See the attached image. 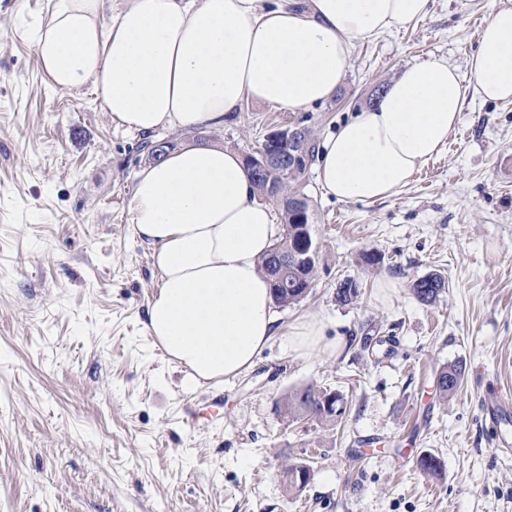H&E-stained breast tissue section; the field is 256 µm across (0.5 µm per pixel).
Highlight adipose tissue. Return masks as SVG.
Segmentation results:
<instances>
[{
  "mask_svg": "<svg viewBox=\"0 0 512 512\" xmlns=\"http://www.w3.org/2000/svg\"><path fill=\"white\" fill-rule=\"evenodd\" d=\"M429 4L58 0L33 39L52 88L90 84L114 123L148 135L221 127L247 99L288 110L325 103L356 39L424 19ZM468 70L430 59L400 72L377 106L319 147L322 188L341 201L391 198L445 146L468 93L512 101V0L486 21ZM256 195L240 155L220 144H183L132 186L128 221L160 279L145 328L191 383L239 376L284 330L261 268L282 228ZM284 331L300 351L322 343L314 319Z\"/></svg>",
  "mask_w": 512,
  "mask_h": 512,
  "instance_id": "1",
  "label": "adipose tissue"
}]
</instances>
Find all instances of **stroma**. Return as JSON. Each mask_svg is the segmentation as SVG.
Listing matches in <instances>:
<instances>
[{"label": "stroma", "mask_w": 512, "mask_h": 512, "mask_svg": "<svg viewBox=\"0 0 512 512\" xmlns=\"http://www.w3.org/2000/svg\"><path fill=\"white\" fill-rule=\"evenodd\" d=\"M503 2L432 0L426 19L355 40L326 103L247 100L222 129L147 136L113 123L91 86L48 85L32 33L56 0H0V512H512V449L482 389L493 379L512 395V101L468 96L430 177L390 199L337 201L307 170L314 286L276 305L280 335L219 384L189 387L147 335L159 276L127 215L157 142L243 155L301 122L323 143L406 65L467 73ZM372 251L382 264L363 263ZM430 273L446 287L427 306L410 284ZM345 278L360 295L342 305ZM305 318L336 351L293 349L286 329ZM366 336L377 347L362 349ZM453 364L465 380L444 400L435 376ZM304 387L340 391L342 421L287 413ZM427 454L436 473L418 465ZM300 463L311 482L286 490Z\"/></svg>", "instance_id": "obj_1"}]
</instances>
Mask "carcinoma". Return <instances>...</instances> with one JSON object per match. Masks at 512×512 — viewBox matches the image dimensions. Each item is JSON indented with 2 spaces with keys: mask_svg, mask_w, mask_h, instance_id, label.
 <instances>
[{
  "mask_svg": "<svg viewBox=\"0 0 512 512\" xmlns=\"http://www.w3.org/2000/svg\"><path fill=\"white\" fill-rule=\"evenodd\" d=\"M286 224L283 233L274 244L270 253L262 260V268L268 276L274 300L282 305H290L303 299L310 288L315 276L316 264L288 263V290L278 288L273 277V263L280 258H291L293 252L301 250L304 241L303 225L297 222V211L289 206L284 209ZM446 288L445 277L433 273L413 281L411 290L418 302L431 305L436 302L439 294ZM360 295L359 283L346 278L336 287V300L341 304H349ZM464 381V371L460 365H450L437 372L436 383L439 395L443 399L455 396ZM288 409L302 412L320 422L336 423L343 418L347 404L341 393L337 391H318L312 387L298 390L288 401Z\"/></svg>",
  "mask_w": 512,
  "mask_h": 512,
  "instance_id": "obj_1",
  "label": "carcinoma"
}]
</instances>
